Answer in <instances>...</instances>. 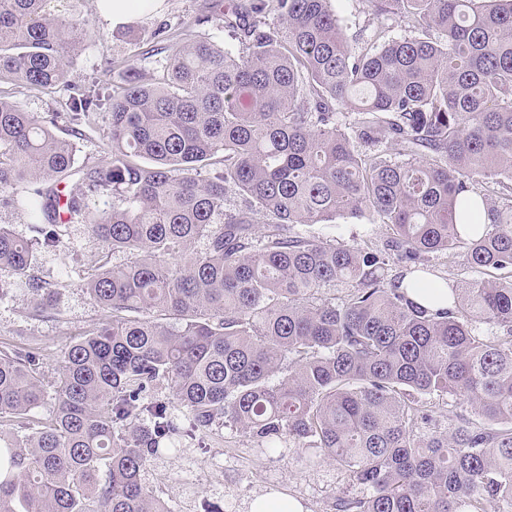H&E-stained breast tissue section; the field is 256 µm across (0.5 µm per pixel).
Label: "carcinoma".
<instances>
[{
  "mask_svg": "<svg viewBox=\"0 0 512 512\" xmlns=\"http://www.w3.org/2000/svg\"><path fill=\"white\" fill-rule=\"evenodd\" d=\"M368 2L353 44L330 0H213L236 53L159 29L154 78L128 64L112 93V150L78 165L89 20L0 0V84L70 90L60 115L0 97V204L32 229L0 226V274L40 317L38 253L67 225L134 256L81 278L111 321L53 381L39 348L0 349V512H170L147 464L227 424L370 490L336 512H512V0ZM345 213L378 218L382 245L295 230ZM434 253L493 278L420 305L448 286ZM164 380L171 401L150 394ZM446 397L477 418L441 427ZM0 225L8 226L19 237L32 235L27 215L18 209L0 207Z\"/></svg>",
  "mask_w": 512,
  "mask_h": 512,
  "instance_id": "cac0c4a2",
  "label": "carcinoma"
}]
</instances>
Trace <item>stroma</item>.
Returning <instances> with one entry per match:
<instances>
[{
	"mask_svg": "<svg viewBox=\"0 0 512 512\" xmlns=\"http://www.w3.org/2000/svg\"><path fill=\"white\" fill-rule=\"evenodd\" d=\"M211 0H158L155 7L130 21L139 45L128 42L123 32L104 19L97 0H83L82 10L90 21L89 36L73 62L76 84L95 85L102 96H110L118 83V70L131 63L138 50L157 42L156 33L166 26L188 36L206 35L237 51L239 44L219 20L198 26L194 20L207 13ZM112 146L109 107H102L95 124L79 140L78 161L97 160ZM302 233L333 237L356 244L380 242L385 230L372 216L344 214L328 224L305 225ZM101 242L86 225L67 227L60 251L39 254L36 271L55 291L54 308L44 317H28L32 294L24 283L11 280L10 294L0 300V348L37 345L45 372H52L60 349L78 334L108 322L107 313L81 288L79 275L104 256ZM144 484L169 505L171 512H203L204 504H232L234 512H248L259 495L280 491L297 499L304 512H334L336 498L358 499L363 486L348 482L344 472L323 460L315 448H284L272 453L248 438L220 428L207 452L186 445L178 454H162L151 460L142 474Z\"/></svg>",
	"mask_w": 512,
	"mask_h": 512,
	"instance_id": "1",
	"label": "stroma"
}]
</instances>
